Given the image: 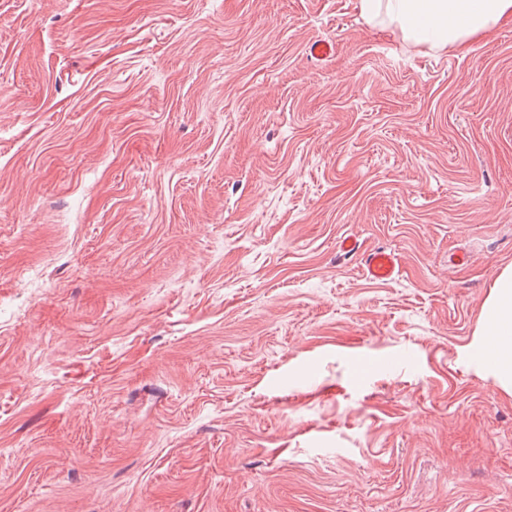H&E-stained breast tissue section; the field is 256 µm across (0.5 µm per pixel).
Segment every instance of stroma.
Instances as JSON below:
<instances>
[{"label":"stroma","instance_id":"35a3bbf8","mask_svg":"<svg viewBox=\"0 0 512 512\" xmlns=\"http://www.w3.org/2000/svg\"><path fill=\"white\" fill-rule=\"evenodd\" d=\"M506 271L512 22L0 0V512H512ZM367 277L374 281H390L399 273L398 259L385 249H374L363 256ZM479 362L499 385L512 392V272L499 275L483 308Z\"/></svg>","mask_w":512,"mask_h":512}]
</instances>
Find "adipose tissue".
<instances>
[{"instance_id":"adipose-tissue-1","label":"adipose tissue","mask_w":512,"mask_h":512,"mask_svg":"<svg viewBox=\"0 0 512 512\" xmlns=\"http://www.w3.org/2000/svg\"><path fill=\"white\" fill-rule=\"evenodd\" d=\"M362 15H384L404 38L433 49L465 47L498 23L512 21V0H357ZM479 361L512 392V272L499 275L483 308Z\"/></svg>"}]
</instances>
